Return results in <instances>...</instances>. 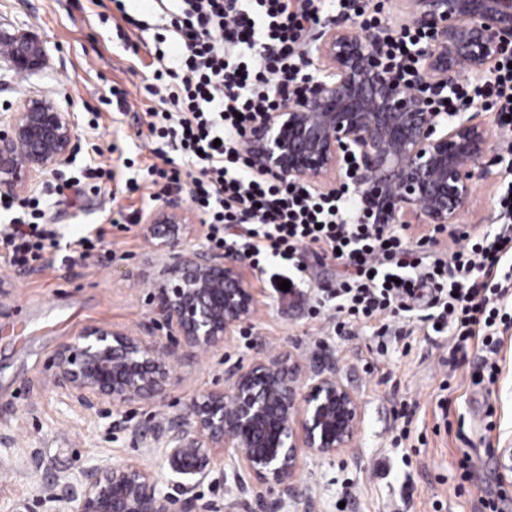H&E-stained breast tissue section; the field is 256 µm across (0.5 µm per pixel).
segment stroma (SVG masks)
Segmentation results:
<instances>
[{
    "instance_id": "stroma-1",
    "label": "stroma",
    "mask_w": 512,
    "mask_h": 512,
    "mask_svg": "<svg viewBox=\"0 0 512 512\" xmlns=\"http://www.w3.org/2000/svg\"><path fill=\"white\" fill-rule=\"evenodd\" d=\"M125 12L132 23L122 21ZM125 12L112 0H0V36L44 49L41 65L26 71L0 52V118L33 97L54 99L75 117L69 162L33 179L26 198L40 196L47 182L80 180L101 161L115 174L100 192L70 193L49 206L61 244L101 230L107 251L27 271L0 260V512H72L64 491L80 483L85 469L129 462L150 470L158 492L174 506L188 499L194 512H229L243 495L230 461L217 459L208 473L185 478L171 469L157 430L185 415L196 397L224 388L226 369L248 362L260 348L271 358L289 350L308 371L330 362L361 399L364 418L353 450L307 459L290 493L272 495L251 512H479L480 499L497 498L502 489L507 496L501 512H512V473L502 471L497 455L512 448V336L503 340L492 384L447 378L441 364L445 335L419 333L410 347L391 343L381 352L369 323L321 345L310 300L314 292L335 287L340 268L310 254L295 294L274 292L243 266L258 300L253 319L218 350L173 362V382L161 403L107 400L86 409L53 386V356L81 330L135 331L153 316L152 283L161 260L143 224L121 232L110 219L120 209L152 211L147 188L131 193L125 184L142 178L156 161L136 131L150 49L169 19L149 0H127ZM137 19L146 29L134 27ZM114 88L127 92L133 110L109 104ZM490 171L475 186L461 230L485 232L496 225L497 190L512 180V169L497 162ZM442 396L451 401L445 412L437 405ZM465 451L477 466L466 482L458 468Z\"/></svg>"
}]
</instances>
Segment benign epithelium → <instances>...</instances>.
I'll list each match as a JSON object with an SVG mask.
<instances>
[{
  "mask_svg": "<svg viewBox=\"0 0 512 512\" xmlns=\"http://www.w3.org/2000/svg\"><path fill=\"white\" fill-rule=\"evenodd\" d=\"M402 24L430 34L410 50L412 84L386 59L390 27L365 29L348 18L313 30L306 54L318 66L309 91L246 135L256 174L326 188L350 156L359 166L356 190L381 223H458L475 183L490 172L499 132L480 108L444 112L435 101L456 90L463 72L476 85L491 75L512 42V0H408ZM74 129L73 113L52 99L32 98L11 113L0 129V192L19 196L32 177L63 165ZM194 223L178 203L147 218L164 260L150 322L135 332L87 327L54 355L52 384L81 406L162 400L179 350L217 349L254 316L242 261L186 246ZM159 324L176 340H162ZM228 379L227 390L194 399L188 417L165 429L175 472H208L214 459L206 449H217L250 477L254 495L286 493L307 458L340 454L360 434L361 400L331 371L303 374L287 351L271 362L260 350L229 368ZM67 496L74 512H171L152 473L135 462L92 467Z\"/></svg>",
  "mask_w": 512,
  "mask_h": 512,
  "instance_id": "obj_1",
  "label": "benign epithelium"
}]
</instances>
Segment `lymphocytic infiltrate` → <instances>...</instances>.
Masks as SVG:
<instances>
[{
  "mask_svg": "<svg viewBox=\"0 0 512 512\" xmlns=\"http://www.w3.org/2000/svg\"><path fill=\"white\" fill-rule=\"evenodd\" d=\"M170 13V31L154 50L148 95L157 102L144 114L156 163L148 165L151 201L188 189L205 216L212 248L236 249L260 278L277 287L297 283L312 252L343 267L334 288L310 307L333 336L348 324L381 319L380 337L405 339L447 330L448 363L467 364L478 351L479 373L498 375L496 355L512 331V182L496 197L494 231L449 234L431 226L417 243L401 229L382 224L353 191L355 168L334 190H315L298 179L255 174L246 149L248 129L266 113L301 95L311 81L301 51L307 29L329 13V0H156ZM491 103L500 122L512 118V45L482 85L460 80L445 108ZM179 162L159 166L165 145ZM39 200L26 214L0 226V257L22 270L44 267L60 249ZM450 237L452 248L440 245ZM431 296L432 311L410 323L412 302Z\"/></svg>",
  "mask_w": 512,
  "mask_h": 512,
  "instance_id": "lymphocytic-infiltrate-1",
  "label": "lymphocytic infiltrate"
}]
</instances>
